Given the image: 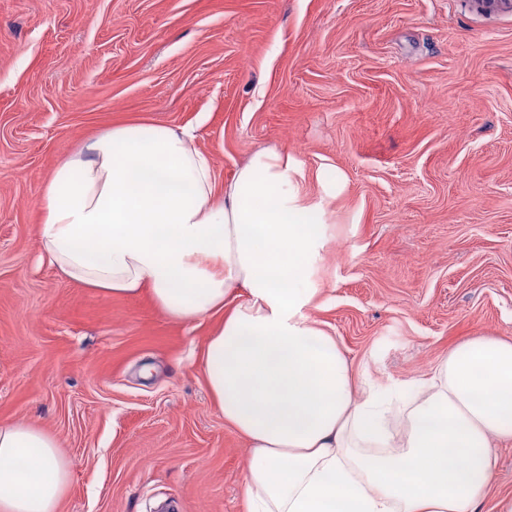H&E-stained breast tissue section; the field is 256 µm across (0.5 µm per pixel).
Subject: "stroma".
<instances>
[{
    "instance_id": "35a3bbf8",
    "label": "stroma",
    "mask_w": 512,
    "mask_h": 512,
    "mask_svg": "<svg viewBox=\"0 0 512 512\" xmlns=\"http://www.w3.org/2000/svg\"><path fill=\"white\" fill-rule=\"evenodd\" d=\"M190 130L217 185L294 157L328 243L306 315L404 393L512 339V7L473 0H0V422L73 463L60 512H248L200 370L223 319L98 294L43 255L42 189L115 124ZM480 512L512 500V445Z\"/></svg>"
}]
</instances>
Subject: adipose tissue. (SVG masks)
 Wrapping results in <instances>:
<instances>
[{
	"mask_svg": "<svg viewBox=\"0 0 512 512\" xmlns=\"http://www.w3.org/2000/svg\"><path fill=\"white\" fill-rule=\"evenodd\" d=\"M291 156L257 152L224 187L183 131L112 127L45 183L38 235L58 274L150 290L176 321L223 310L201 371L247 443L248 512H478L512 443V341L470 336L392 408L360 390L305 314L326 210ZM72 463L48 432L0 422V512H58Z\"/></svg>",
	"mask_w": 512,
	"mask_h": 512,
	"instance_id": "obj_1",
	"label": "adipose tissue"
}]
</instances>
